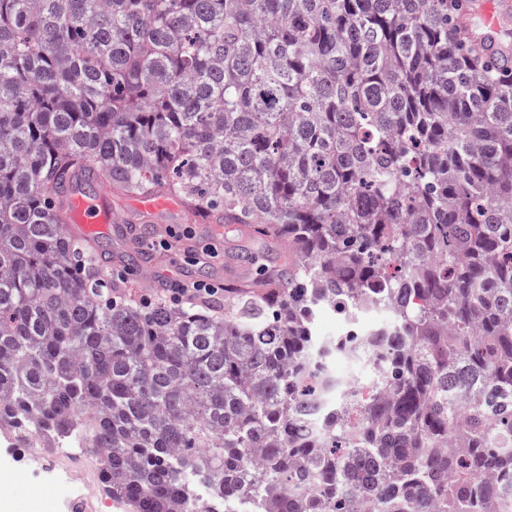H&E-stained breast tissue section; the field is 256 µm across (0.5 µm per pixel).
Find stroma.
I'll return each mask as SVG.
<instances>
[{"mask_svg":"<svg viewBox=\"0 0 512 512\" xmlns=\"http://www.w3.org/2000/svg\"><path fill=\"white\" fill-rule=\"evenodd\" d=\"M110 201L113 211L125 218L101 239L112 251L113 269H121L124 254L139 240L154 270V286L134 283L137 296L153 294L174 281L201 280L206 269L214 282L227 283L253 279L261 270L280 269L284 262L285 245L205 223L185 207L143 212L135 198L114 194ZM52 481L48 473L25 469L16 449L0 438V499L9 501L11 512H67Z\"/></svg>","mask_w":512,"mask_h":512,"instance_id":"35a3bbf8","label":"stroma"}]
</instances>
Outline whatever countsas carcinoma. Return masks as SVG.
<instances>
[{
	"instance_id": "carcinoma-1",
	"label": "carcinoma",
	"mask_w": 512,
	"mask_h": 512,
	"mask_svg": "<svg viewBox=\"0 0 512 512\" xmlns=\"http://www.w3.org/2000/svg\"><path fill=\"white\" fill-rule=\"evenodd\" d=\"M472 0H0V435L127 512H512V31ZM288 243L220 305L114 297L74 186ZM389 319L332 340L313 316ZM381 355L367 392L322 363ZM29 441L35 448H28L31 458L39 467L53 474L59 481L72 482L76 490L68 497L70 510L73 512H124L117 505L111 508V498L103 497V490L98 482L99 458L98 454L73 455L61 445L54 448L41 447L39 433L31 432ZM43 462H48L50 467L44 469Z\"/></svg>"
}]
</instances>
